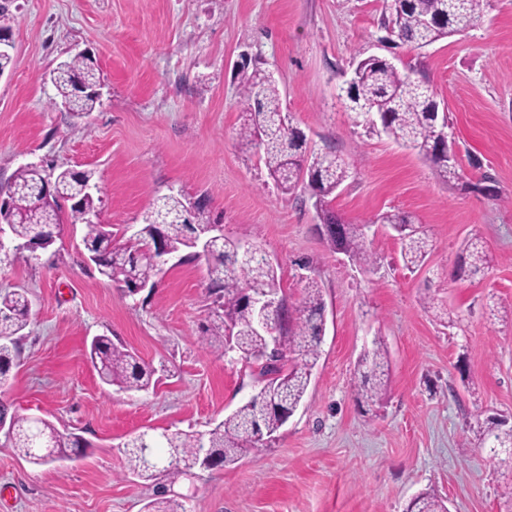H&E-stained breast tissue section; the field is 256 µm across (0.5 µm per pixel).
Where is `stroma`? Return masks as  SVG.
Returning a JSON list of instances; mask_svg holds the SVG:
<instances>
[{
    "instance_id": "stroma-1",
    "label": "stroma",
    "mask_w": 512,
    "mask_h": 512,
    "mask_svg": "<svg viewBox=\"0 0 512 512\" xmlns=\"http://www.w3.org/2000/svg\"><path fill=\"white\" fill-rule=\"evenodd\" d=\"M0 11L14 42L0 186L25 164L93 171L99 222L129 235L159 196L202 197L225 237L277 267L288 305L307 278L322 290L325 335L298 410L234 463L180 477L170 497L186 512H405L431 491L449 512H512V471L475 445L488 418H512V0H483L472 27L421 49L385 46L386 0H0ZM80 52L103 86L77 119L56 105L52 73ZM371 55L432 86L458 178H436L349 109L341 89ZM244 58L273 77L309 150L350 163L331 207L373 220V265L330 251L308 194L281 192L241 144ZM398 211L432 241L421 269L405 268L397 233L376 221ZM84 232L66 221L38 258L0 255V292L32 301L0 398L88 445L81 460L37 466L0 433V512H145L155 483L129 470L124 443L209 431L260 389L255 369L199 341L213 301L205 262L166 265L131 295L87 264ZM473 237L494 261L456 276ZM98 335L152 364L155 386L104 385L88 357ZM377 337L388 396L362 405L354 375Z\"/></svg>"
}]
</instances>
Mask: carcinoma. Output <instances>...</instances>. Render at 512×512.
Returning <instances> with one entry per match:
<instances>
[{"instance_id":"obj_1","label":"carcinoma","mask_w":512,"mask_h":512,"mask_svg":"<svg viewBox=\"0 0 512 512\" xmlns=\"http://www.w3.org/2000/svg\"><path fill=\"white\" fill-rule=\"evenodd\" d=\"M482 0H392V36L417 49L448 38L473 23L481 14ZM353 84L347 98L359 110L357 117L378 114L382 132L388 138L415 151L428 162L434 174L442 179L458 175V168L448 163L440 146L445 125L436 115L434 91L421 81L401 73L382 57L360 60L353 71ZM57 97L77 117L92 112L100 96L88 94L83 88L100 84V74L92 59L79 56L63 61L53 71ZM250 106L243 112L239 136L245 145L256 149L269 175L286 193L303 184L316 198V207L327 214L328 223L339 227L338 234L325 236L328 247L354 258L363 265L374 262L368 249L369 225L350 224L329 207V197L350 176V167L332 151L307 153L306 137L293 125L281 122L282 106L275 83L259 71H253L242 89ZM54 176L56 192L68 201L81 198V204L70 206L72 223L85 228L83 238L87 253L98 257L96 268L106 278L117 282L129 293L140 283H148L160 268L147 257L157 241L175 251H184V259L192 260V235L211 224L206 207H199L193 223L180 220V194L160 197L145 216V225L137 234L127 237L114 233L97 221L96 199L84 194L93 172L58 173L36 165L20 167L13 187L24 205L18 208L12 238L17 242L34 241L43 235L53 238L60 233L61 205L50 204L37 196L49 176ZM380 223L389 224L398 233L401 258L411 270L425 264L428 240L424 232L412 227V220L400 213H385ZM466 257L459 271L477 274L489 267L490 257L478 241L465 244ZM208 271L219 295L213 300L206 324L201 327L200 340L220 355L232 353L257 368L261 381L260 396L249 399L213 429L204 434L175 433L150 438L137 435L125 444L129 470L147 480L163 478L174 482L195 467L213 469L235 462L241 455L257 447L258 436L272 435L283 426L286 413L296 409L303 400L311 370L320 357L321 327L318 315L323 309L321 289L311 279L305 296L294 310L274 309L267 315L268 324L279 329L276 361L264 360L269 336L255 326L256 311L248 301L249 294L282 293L280 278L273 267H261L252 256L232 241L215 239L210 243ZM31 301L24 290L0 293V386L8 381L10 369L18 355V341L27 327ZM89 358L98 369L102 382L124 392L147 390L153 383L156 369L135 352L112 338L96 336L90 343ZM360 380L356 387L358 399L378 403L386 395L389 377L387 351L381 339L373 342L359 363ZM0 416L9 419L8 441L19 455L35 465H43L41 448L49 455L69 458L83 456L82 440L65 435L44 419H32L9 411L0 401ZM480 444L494 449L491 459L512 469V429L502 420H493L480 435ZM151 453L158 467H144V452ZM145 512H185L182 503L165 496L145 506ZM411 512H448L445 503L428 492H422L411 503Z\"/></svg>"}]
</instances>
